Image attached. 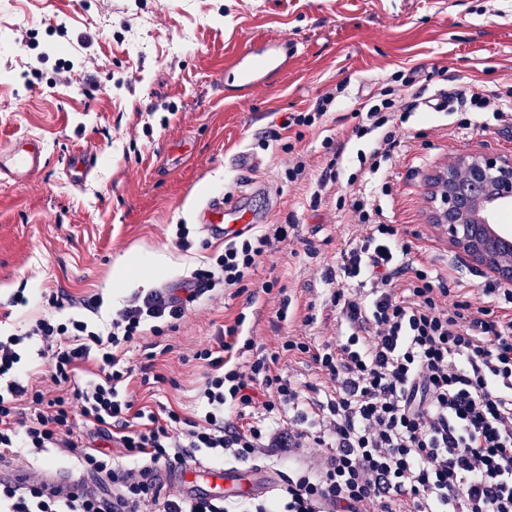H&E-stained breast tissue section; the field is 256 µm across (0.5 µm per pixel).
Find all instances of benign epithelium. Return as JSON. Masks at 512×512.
Listing matches in <instances>:
<instances>
[{"instance_id":"benign-epithelium-1","label":"benign epithelium","mask_w":512,"mask_h":512,"mask_svg":"<svg viewBox=\"0 0 512 512\" xmlns=\"http://www.w3.org/2000/svg\"><path fill=\"white\" fill-rule=\"evenodd\" d=\"M431 223L448 243L485 267L491 278L512 284V254L482 237L480 227L496 223L512 207V155L480 152L448 158L427 179Z\"/></svg>"}]
</instances>
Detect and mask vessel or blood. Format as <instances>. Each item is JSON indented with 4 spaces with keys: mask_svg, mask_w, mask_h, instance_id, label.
Listing matches in <instances>:
<instances>
[{
    "mask_svg": "<svg viewBox=\"0 0 512 512\" xmlns=\"http://www.w3.org/2000/svg\"><path fill=\"white\" fill-rule=\"evenodd\" d=\"M283 63L272 48L248 49L238 56L230 66L235 78L246 91L265 86L270 74L282 68ZM45 147L41 138L28 135L14 140L8 146H0V180L16 183L28 181L45 165ZM98 155L91 150L69 155L63 171L72 184H82L96 167ZM202 222L213 235L229 236L255 224L252 211L224 199H214L203 211ZM162 480L184 485L188 496L194 498H232L241 494L264 495L273 491L281 481L275 470L259 466L227 465L224 467L195 464L165 470ZM33 481L48 482L59 493L66 494L75 488L70 478L56 469L35 472Z\"/></svg>",
    "mask_w": 512,
    "mask_h": 512,
    "instance_id": "1",
    "label": "vessel or blood"
}]
</instances>
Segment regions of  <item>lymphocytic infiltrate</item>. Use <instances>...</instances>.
<instances>
[{"label": "lymphocytic infiltrate", "instance_id": "f902f5d3", "mask_svg": "<svg viewBox=\"0 0 512 512\" xmlns=\"http://www.w3.org/2000/svg\"><path fill=\"white\" fill-rule=\"evenodd\" d=\"M447 98L499 120L512 113V92L490 96L469 84ZM422 103L409 81L398 97L359 103L353 133L370 140L356 153L361 170L380 171L390 149L378 131ZM349 207L365 233L327 275L345 342L290 338L259 351L236 317L218 349L195 354L212 369L198 392L199 417L136 407L120 387L162 377L135 375L117 353L145 330H175L209 292H247L260 257L287 242V225L225 240L223 253L182 287L136 292L108 323L46 315L0 336V458L66 448L82 472L112 487L107 495L81 484L63 495L41 482H0V512H512V316L450 300L444 284L415 266L400 227L383 222L371 197L352 194ZM31 339L49 386L21 377V347ZM285 353L307 356L334 382L332 393L307 396L279 371ZM90 363L95 380L79 383ZM258 407L264 414L255 421ZM99 436L111 447H92ZM313 445L324 450L316 464H296L297 449ZM268 448L281 449L288 473L266 498L195 499L155 476L191 449L226 465L253 463Z\"/></svg>", "mask_w": 512, "mask_h": 512}]
</instances>
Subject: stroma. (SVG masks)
Wrapping results in <instances>:
<instances>
[{
  "label": "stroma",
  "instance_id": "35a3bbf8",
  "mask_svg": "<svg viewBox=\"0 0 512 512\" xmlns=\"http://www.w3.org/2000/svg\"><path fill=\"white\" fill-rule=\"evenodd\" d=\"M288 44L286 66L254 93L239 92L225 65L246 48ZM413 77L426 95L469 82L486 93L512 88V0H0V143L36 135L46 147L43 169L28 183L0 181V334L46 314L41 296L67 303L58 318L108 319L132 294L113 284L117 262L165 252L168 263L149 288L180 287L222 253L224 242L200 216L218 195L257 180L249 199L261 214L251 234L291 225L290 240L263 255L255 280L275 282L253 299L225 289L203 299L179 328L145 335L121 359L153 364L163 383L131 382L137 405L192 413L208 366L195 352L215 346L222 325L245 314L244 334L273 349L284 337L320 344L345 332L324 308L328 270L362 234L339 197L377 193L384 221L407 229L413 257L452 294L484 297L485 277L430 221L427 176L451 155L512 154V119L465 107L412 112L391 125L390 158L375 179L359 170L352 135L359 100ZM345 83L346 91L316 128L281 129L290 112ZM347 141L350 157L321 203L312 186L289 182L291 153L312 177L330 159L326 138ZM98 152L82 187L62 174L67 153ZM249 153L253 172H238ZM189 247L174 242L177 225ZM29 299L14 307L17 293ZM102 296L91 312L83 300ZM287 307V320L276 313Z\"/></svg>",
  "mask_w": 512,
  "mask_h": 512
}]
</instances>
